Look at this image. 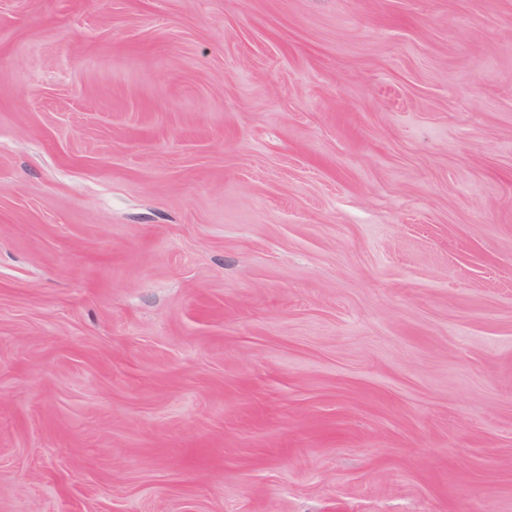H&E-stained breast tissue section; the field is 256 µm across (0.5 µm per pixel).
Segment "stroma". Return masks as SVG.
Here are the masks:
<instances>
[{"label":"stroma","mask_w":512,"mask_h":512,"mask_svg":"<svg viewBox=\"0 0 512 512\" xmlns=\"http://www.w3.org/2000/svg\"><path fill=\"white\" fill-rule=\"evenodd\" d=\"M0 512H512V0H0Z\"/></svg>","instance_id":"35a3bbf8"}]
</instances>
